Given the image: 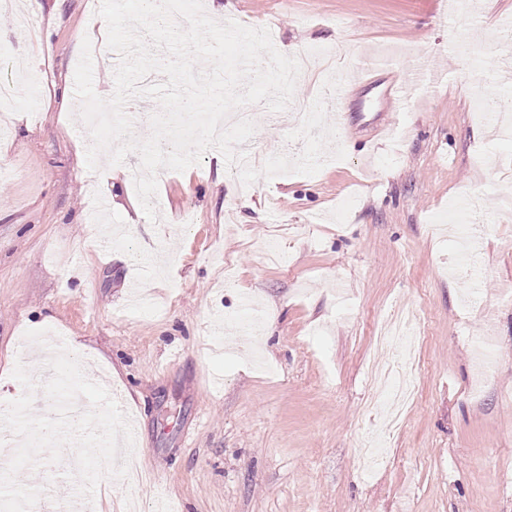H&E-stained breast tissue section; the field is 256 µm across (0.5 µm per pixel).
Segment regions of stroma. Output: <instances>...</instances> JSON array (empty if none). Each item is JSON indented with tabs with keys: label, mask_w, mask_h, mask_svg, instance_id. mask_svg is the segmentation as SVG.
Segmentation results:
<instances>
[{
	"label": "stroma",
	"mask_w": 512,
	"mask_h": 512,
	"mask_svg": "<svg viewBox=\"0 0 512 512\" xmlns=\"http://www.w3.org/2000/svg\"><path fill=\"white\" fill-rule=\"evenodd\" d=\"M26 37L24 0H0V411L19 398L16 362L37 382L24 334L50 330L84 345L91 380L120 393L137 420L134 451L154 478L141 512H512L511 150L475 116L512 62V0H204L268 28L278 50L337 47L352 79L327 112L347 157L312 176L242 187L211 155L158 183L161 220L129 224L138 197L127 173L90 189L89 137L71 119L81 37L93 43L94 88L114 85L91 0H40ZM40 59L37 68L26 58ZM398 67L415 103L385 111L357 80ZM259 159L297 155L289 123L254 113ZM479 223L482 275L455 266L449 213ZM283 254L269 262V246ZM258 309L263 363L225 345L217 320ZM424 332L419 394L401 428L368 411V371L396 359L374 329L399 309ZM495 330L483 338L485 316ZM495 355L478 372L481 347ZM222 379L221 389L211 382ZM385 437L366 471L359 450ZM74 454L24 468L26 484L68 501ZM134 484L105 479L84 512H119Z\"/></svg>",
	"instance_id": "stroma-1"
}]
</instances>
